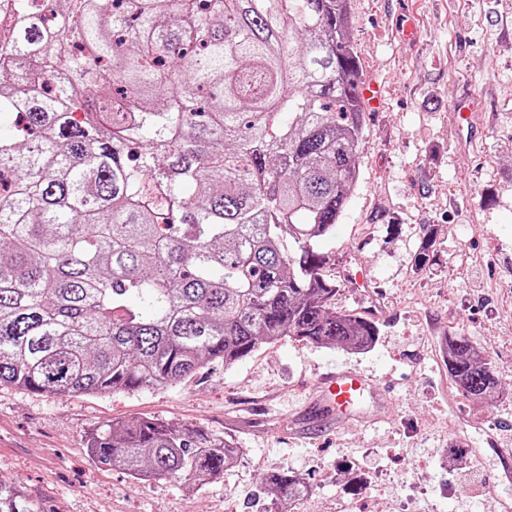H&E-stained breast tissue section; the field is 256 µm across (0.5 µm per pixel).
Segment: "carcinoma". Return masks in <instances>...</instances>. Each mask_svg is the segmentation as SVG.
I'll use <instances>...</instances> for the list:
<instances>
[{
	"label": "carcinoma",
	"mask_w": 512,
	"mask_h": 512,
	"mask_svg": "<svg viewBox=\"0 0 512 512\" xmlns=\"http://www.w3.org/2000/svg\"><path fill=\"white\" fill-rule=\"evenodd\" d=\"M31 0L0 54V387L48 396L180 385L285 338L365 350L331 308L330 239L359 177L362 70L348 0ZM448 372L498 386L465 336ZM89 456L138 481L199 486L240 449L151 417L89 433ZM276 502L307 490L289 472ZM0 512H52L0 479Z\"/></svg>",
	"instance_id": "obj_1"
}]
</instances>
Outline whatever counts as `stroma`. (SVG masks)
Returning a JSON list of instances; mask_svg holds the SVG:
<instances>
[{"label":"stroma","instance_id":"35a3bbf8","mask_svg":"<svg viewBox=\"0 0 512 512\" xmlns=\"http://www.w3.org/2000/svg\"><path fill=\"white\" fill-rule=\"evenodd\" d=\"M366 80L353 196L325 246L332 307L377 323L364 351L293 339L176 387L50 397L0 388V476L57 512H271L263 476L285 468L311 488L283 512H512V0H349ZM476 99L467 142L452 113ZM433 238V262L414 256ZM366 268L353 288L345 269ZM468 337L499 385L467 398L443 348ZM351 368L375 398L341 419L320 378ZM155 417L232 440L234 467L201 487L140 482L95 464L89 429Z\"/></svg>","mask_w":512,"mask_h":512}]
</instances>
